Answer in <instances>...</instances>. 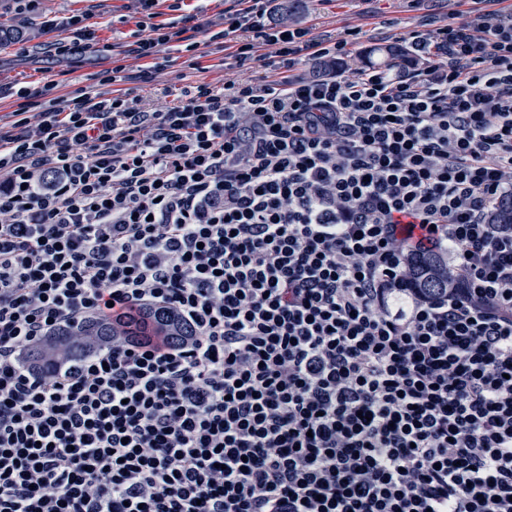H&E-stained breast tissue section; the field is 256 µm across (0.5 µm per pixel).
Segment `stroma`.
Segmentation results:
<instances>
[{"label":"stroma","mask_w":512,"mask_h":512,"mask_svg":"<svg viewBox=\"0 0 512 512\" xmlns=\"http://www.w3.org/2000/svg\"><path fill=\"white\" fill-rule=\"evenodd\" d=\"M16 7V0H0V21L16 18L24 32L23 38L0 40V86L12 91L46 88L51 97L61 101L73 98L82 88L107 96L111 86L100 84L96 75L111 68L116 58L134 75V93L154 109L176 103L183 90L197 84L219 86L224 82L222 42L205 34L198 35V48L192 54L180 51L178 43H170L163 52L167 66L150 81L140 80L143 61L123 53L135 29V0H32L21 14ZM470 7L469 0H299L295 16L317 34L353 30L351 57L367 63L373 61L372 49L382 37L425 29L432 20L440 24L464 20ZM90 8L99 24L96 42L70 58L51 56L52 43L67 38L68 33L63 29L42 31L43 16H68ZM196 54L201 57L197 67L192 64Z\"/></svg>","instance_id":"stroma-1"}]
</instances>
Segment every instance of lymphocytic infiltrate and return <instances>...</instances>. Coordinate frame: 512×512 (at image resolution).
<instances>
[{
    "label": "lymphocytic infiltrate",
    "instance_id": "f902f5d3",
    "mask_svg": "<svg viewBox=\"0 0 512 512\" xmlns=\"http://www.w3.org/2000/svg\"><path fill=\"white\" fill-rule=\"evenodd\" d=\"M224 10V83L0 123V512H512V9L346 38ZM128 55L184 33L137 21ZM94 40L89 15L43 21ZM262 72L247 75L249 65ZM311 66L308 74L299 65ZM442 254L426 295L409 257ZM182 334L45 368L89 319ZM148 317L135 314L125 320L122 326L127 335L139 338H154L155 336H172L176 332L175 320L165 314H148Z\"/></svg>",
    "mask_w": 512,
    "mask_h": 512
}]
</instances>
